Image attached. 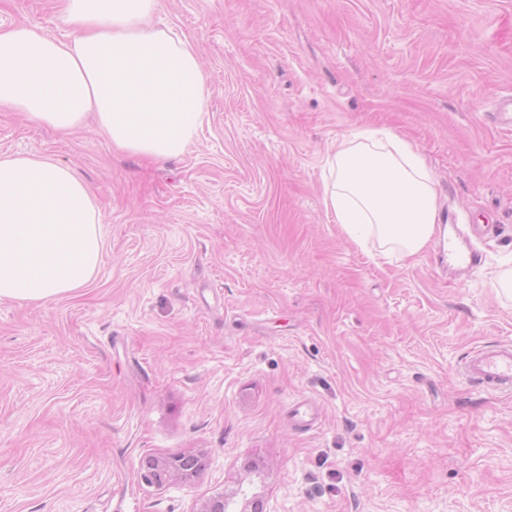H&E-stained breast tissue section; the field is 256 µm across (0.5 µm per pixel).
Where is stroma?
Listing matches in <instances>:
<instances>
[{
  "label": "stroma",
  "mask_w": 512,
  "mask_h": 512,
  "mask_svg": "<svg viewBox=\"0 0 512 512\" xmlns=\"http://www.w3.org/2000/svg\"><path fill=\"white\" fill-rule=\"evenodd\" d=\"M208 74L177 159L112 152L0 110V154L86 182L105 253L91 283L0 302V512H197L240 490L269 512H512V392L466 352L512 341V0H163ZM69 28L55 0L0 26ZM423 155L443 215L493 224L476 268L431 240L411 262L357 245L322 202L360 127ZM313 415L311 426L294 413ZM203 455L145 484L143 457Z\"/></svg>",
  "instance_id": "35a3bbf8"
}]
</instances>
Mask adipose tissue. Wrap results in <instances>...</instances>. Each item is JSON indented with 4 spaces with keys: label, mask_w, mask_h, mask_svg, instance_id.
<instances>
[{
    "label": "adipose tissue",
    "mask_w": 512,
    "mask_h": 512,
    "mask_svg": "<svg viewBox=\"0 0 512 512\" xmlns=\"http://www.w3.org/2000/svg\"><path fill=\"white\" fill-rule=\"evenodd\" d=\"M160 8L161 0H59L68 37L0 29V106L64 137L94 123L130 156L179 157L206 120L208 75L186 37L153 24ZM325 167L324 207L358 243L377 239L408 260L435 236L436 182L406 139L355 129ZM104 246L89 189L70 166L0 155V301L84 288Z\"/></svg>",
    "instance_id": "1"
}]
</instances>
